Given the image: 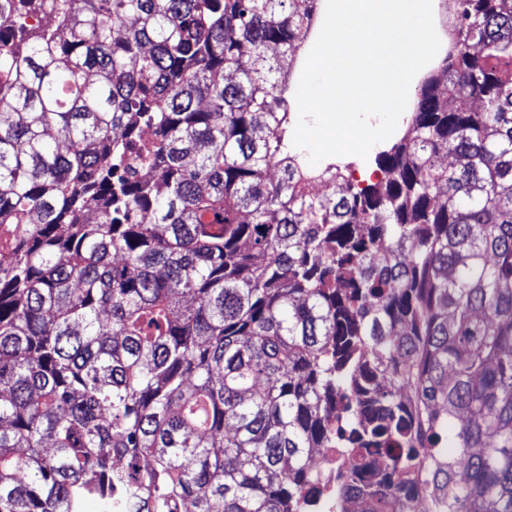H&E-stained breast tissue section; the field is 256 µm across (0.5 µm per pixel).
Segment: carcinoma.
Listing matches in <instances>:
<instances>
[{
	"instance_id": "obj_1",
	"label": "carcinoma",
	"mask_w": 512,
	"mask_h": 512,
	"mask_svg": "<svg viewBox=\"0 0 512 512\" xmlns=\"http://www.w3.org/2000/svg\"><path fill=\"white\" fill-rule=\"evenodd\" d=\"M314 2L0 0V512H512V0L331 195Z\"/></svg>"
}]
</instances>
